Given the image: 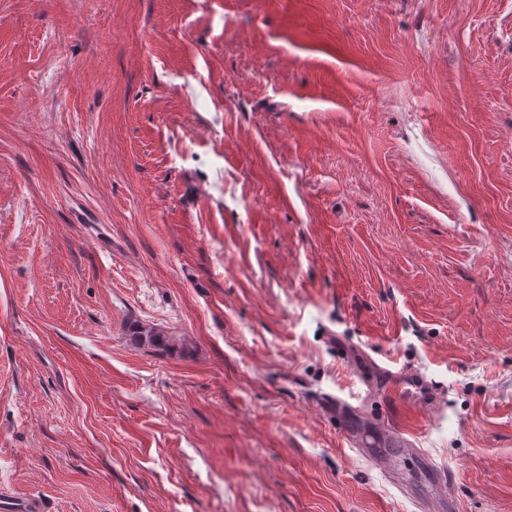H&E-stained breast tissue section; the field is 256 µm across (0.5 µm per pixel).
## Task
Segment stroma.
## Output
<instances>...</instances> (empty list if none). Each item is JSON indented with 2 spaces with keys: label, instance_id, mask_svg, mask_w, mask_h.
I'll return each mask as SVG.
<instances>
[{
  "label": "stroma",
  "instance_id": "obj_1",
  "mask_svg": "<svg viewBox=\"0 0 512 512\" xmlns=\"http://www.w3.org/2000/svg\"><path fill=\"white\" fill-rule=\"evenodd\" d=\"M2 494L512 512V0H0Z\"/></svg>",
  "mask_w": 512,
  "mask_h": 512
}]
</instances>
